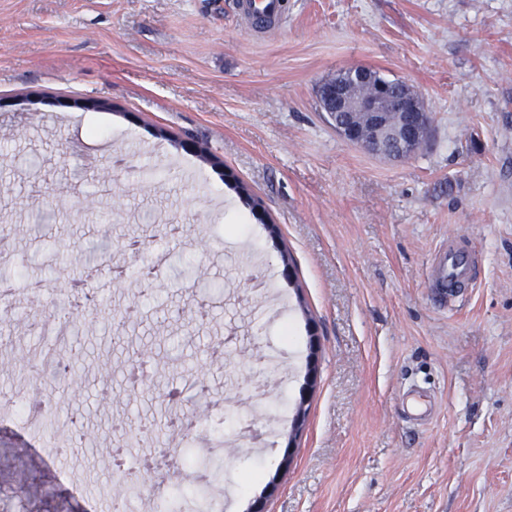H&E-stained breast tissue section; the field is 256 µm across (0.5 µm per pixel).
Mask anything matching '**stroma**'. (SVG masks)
<instances>
[{"label":"stroma","instance_id":"stroma-1","mask_svg":"<svg viewBox=\"0 0 512 512\" xmlns=\"http://www.w3.org/2000/svg\"><path fill=\"white\" fill-rule=\"evenodd\" d=\"M288 4L257 32L235 0H0V239L24 277L65 282L99 246L104 283L91 320L22 285L0 309V361L29 363L0 397L50 407L29 438L75 408L88 426L66 483L33 453L24 487L0 429V512H100L117 479L139 512L143 460L165 449L162 487L207 474L183 512L216 495L222 512H512V0ZM356 66L423 96L413 156L369 154L324 117L319 85ZM460 237L474 279L442 299L432 260ZM136 240L192 258L193 278L160 269L146 296L114 278ZM48 347L77 355L69 381L36 370ZM273 374L287 384L255 400ZM215 403L210 454L179 422Z\"/></svg>","mask_w":512,"mask_h":512}]
</instances>
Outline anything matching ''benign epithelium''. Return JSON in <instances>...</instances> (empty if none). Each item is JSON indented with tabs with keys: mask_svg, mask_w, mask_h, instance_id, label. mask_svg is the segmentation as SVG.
Wrapping results in <instances>:
<instances>
[{
	"mask_svg": "<svg viewBox=\"0 0 512 512\" xmlns=\"http://www.w3.org/2000/svg\"><path fill=\"white\" fill-rule=\"evenodd\" d=\"M373 83L358 95L348 85ZM402 90L375 78L372 70L355 67L340 71L324 81L318 90L319 101L330 121L335 113L346 118L335 125L345 141L389 160H402L418 152L431 133V118L425 100L410 83L401 82Z\"/></svg>",
	"mask_w": 512,
	"mask_h": 512,
	"instance_id": "7a95c632",
	"label": "benign epithelium"
}]
</instances>
